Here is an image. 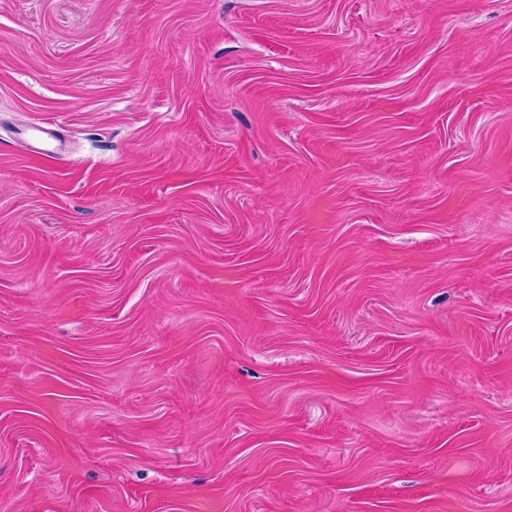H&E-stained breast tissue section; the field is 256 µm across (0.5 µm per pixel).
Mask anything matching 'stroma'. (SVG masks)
Segmentation results:
<instances>
[{
    "instance_id": "obj_1",
    "label": "stroma",
    "mask_w": 512,
    "mask_h": 512,
    "mask_svg": "<svg viewBox=\"0 0 512 512\" xmlns=\"http://www.w3.org/2000/svg\"><path fill=\"white\" fill-rule=\"evenodd\" d=\"M0 512H512V0H0Z\"/></svg>"
}]
</instances>
